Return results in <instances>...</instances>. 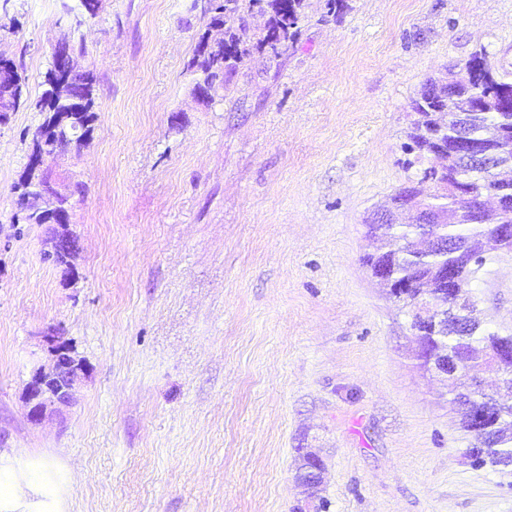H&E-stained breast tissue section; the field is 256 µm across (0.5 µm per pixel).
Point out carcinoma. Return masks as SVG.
<instances>
[{
	"label": "carcinoma",
	"instance_id": "carcinoma-1",
	"mask_svg": "<svg viewBox=\"0 0 512 512\" xmlns=\"http://www.w3.org/2000/svg\"><path fill=\"white\" fill-rule=\"evenodd\" d=\"M209 7L202 10L207 18L206 28L200 35L195 54L189 68L215 94L224 88L256 47L273 57L294 47L299 24L305 18L307 0H208ZM259 7L269 15L268 24L260 34L249 33L246 16ZM468 63L481 65L477 79L469 81L456 90V97L448 99L446 89H437L436 81L424 84L420 96L413 101L412 109L417 114L409 134V150L420 154L433 151L434 143L427 133L432 131L437 138L448 140L456 133L454 125L448 123L446 115L454 110L471 113V129L485 135L492 129L512 132V82L501 78L486 59L473 55ZM48 69L42 83V92L35 107L46 113L44 122L51 123L64 117L60 126L59 142L68 148L79 149L87 141L91 124L95 118L94 83L90 71L72 77V85L79 95V103L73 104L56 92ZM12 98L11 111L16 112L28 100L26 78L15 62L0 72V97ZM431 180L433 191L426 193L415 186H403L394 196V203H407L422 195V203L430 210L433 223L372 224L369 236L378 242L385 238L401 242L395 250L375 248L364 258L369 270L385 264L393 281L406 287L407 296L400 300L404 307L412 308L418 298L433 290L448 298V285L434 277V271L444 268L448 272L461 271L471 278L483 264L485 255L506 248V244L492 235V225L512 224V178L496 173L488 181L474 172L459 174L458 163L450 159L439 169L424 171L423 180ZM19 183L41 187L47 183L43 170L27 162ZM491 191L506 197V208L500 213L487 214V222H475L469 209L478 205V199ZM494 334L481 325L448 327V335L433 339L421 338L419 358L426 361L442 351L462 362L478 376L486 367L495 366L500 374L512 376V361L497 358L491 350ZM452 402L461 407V428L469 431L473 413L484 409L490 401L485 394L476 397L469 387L461 385L451 391ZM492 452L508 459L512 458V418L501 421L491 432Z\"/></svg>",
	"mask_w": 512,
	"mask_h": 512
}]
</instances>
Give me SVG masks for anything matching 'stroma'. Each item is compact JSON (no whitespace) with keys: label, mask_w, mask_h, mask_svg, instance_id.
<instances>
[{"label":"stroma","mask_w":512,"mask_h":512,"mask_svg":"<svg viewBox=\"0 0 512 512\" xmlns=\"http://www.w3.org/2000/svg\"><path fill=\"white\" fill-rule=\"evenodd\" d=\"M201 0H101L80 28L89 139L55 171L74 195L72 270L14 186L62 5L0 0V53L29 100L0 125V512H295L298 449L325 512H512V472L476 468L448 383L362 258L367 224L434 160L408 149L430 79L484 54L512 80V0H309L294 48L256 51L194 95ZM467 292L512 334V253ZM56 331L84 364L39 424L24 393ZM298 453L301 454L300 458L301 457H310L311 455L313 457H316V467L314 466V464H311L309 462L306 463V466H308V468L311 470L308 473L310 476L301 474V472L299 470V474L296 477L297 481L304 487L308 498H316L318 495V488L320 487L321 482H322V474H323V470H324V464H323L322 460L318 456H316V454H314L313 452H310L308 450V448H301ZM314 467L316 470V475H315L314 479H312L311 476H313Z\"/></svg>","instance_id":"35a3bbf8"}]
</instances>
